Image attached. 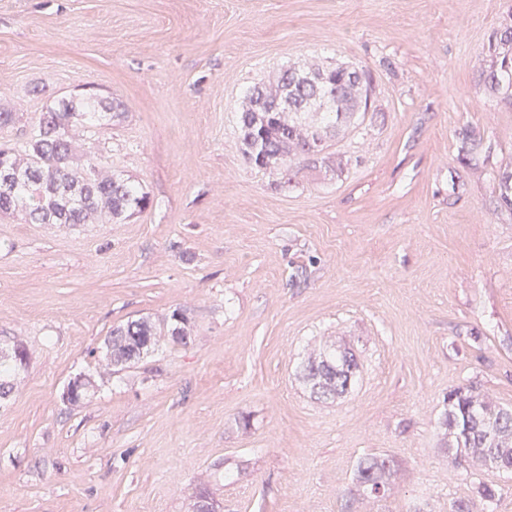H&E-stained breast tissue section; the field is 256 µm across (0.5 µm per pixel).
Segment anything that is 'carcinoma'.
I'll use <instances>...</instances> for the list:
<instances>
[{"label":"carcinoma","instance_id":"1","mask_svg":"<svg viewBox=\"0 0 512 512\" xmlns=\"http://www.w3.org/2000/svg\"><path fill=\"white\" fill-rule=\"evenodd\" d=\"M512 88V23L499 34L498 52L487 81ZM370 74L359 67L289 66L269 84L254 86L238 112L240 150L245 161L263 170L293 173V164H317L328 139L353 118L371 110ZM124 105L94 95L61 97L41 113L34 134L21 150L0 147V181L11 182L0 191V215L21 214L38 224H122L144 209L148 196L123 174L108 172L96 146L83 155L72 150L64 134L77 124L93 130L122 115ZM459 161L471 163L478 147L474 130H461ZM495 192L512 209V171L498 175ZM174 326L148 317L112 329L105 340L107 365L136 361L142 350L165 336L188 335L186 316L171 315ZM18 356L0 358V390L7 378L23 367L26 348L14 344ZM359 371L351 349L331 345L309 353L299 379L312 394L340 398L354 387ZM442 425L451 438L448 452L455 466L470 473L471 495L453 503V512H478L493 504L497 490L485 482L486 472L512 473V408L488 399L474 385L447 396ZM397 470L387 457H366L354 467L345 512H352L356 496L383 497Z\"/></svg>","mask_w":512,"mask_h":512}]
</instances>
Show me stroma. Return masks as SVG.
<instances>
[{"mask_svg":"<svg viewBox=\"0 0 512 512\" xmlns=\"http://www.w3.org/2000/svg\"><path fill=\"white\" fill-rule=\"evenodd\" d=\"M512 0H0V142L62 96L127 112L105 162L149 206L124 224L0 216V348L30 360L0 401V512H341L356 461L398 464L355 512H449L450 391L512 406V99L483 73ZM370 71L372 122L291 184L247 165L237 112L284 66ZM482 142L460 164L458 134ZM344 169H337V160ZM182 310L187 344L104 372L113 327ZM345 338L351 393L298 378ZM90 377L82 404L68 382Z\"/></svg>","mask_w":512,"mask_h":512,"instance_id":"35a3bbf8","label":"stroma"}]
</instances>
